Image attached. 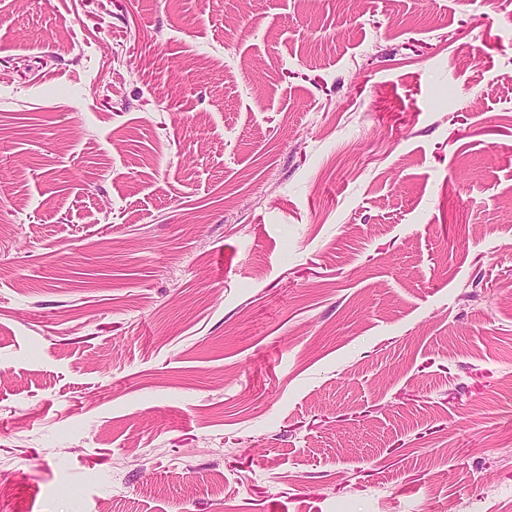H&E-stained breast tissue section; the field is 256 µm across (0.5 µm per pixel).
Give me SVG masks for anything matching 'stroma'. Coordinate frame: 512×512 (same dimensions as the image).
Masks as SVG:
<instances>
[{
    "label": "stroma",
    "mask_w": 512,
    "mask_h": 512,
    "mask_svg": "<svg viewBox=\"0 0 512 512\" xmlns=\"http://www.w3.org/2000/svg\"><path fill=\"white\" fill-rule=\"evenodd\" d=\"M0 512H512V0H0Z\"/></svg>",
    "instance_id": "obj_1"
}]
</instances>
